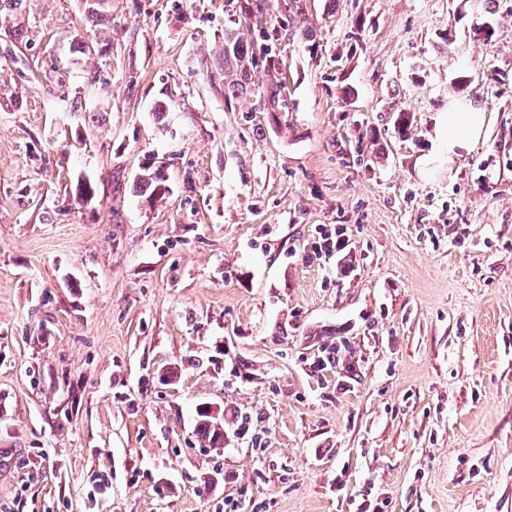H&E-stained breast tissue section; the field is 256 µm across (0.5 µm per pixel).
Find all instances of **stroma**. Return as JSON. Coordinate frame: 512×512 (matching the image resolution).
<instances>
[{
	"label": "stroma",
	"mask_w": 512,
	"mask_h": 512,
	"mask_svg": "<svg viewBox=\"0 0 512 512\" xmlns=\"http://www.w3.org/2000/svg\"><path fill=\"white\" fill-rule=\"evenodd\" d=\"M18 22L0 512H512V0H107L93 22L24 0ZM246 29L269 52L228 98L211 71ZM452 101L485 118L454 157ZM199 418H202L198 425V431L201 438L208 442L209 447L219 448L224 444V431L211 422L212 416L207 413V410L197 413Z\"/></svg>",
	"instance_id": "1"
}]
</instances>
